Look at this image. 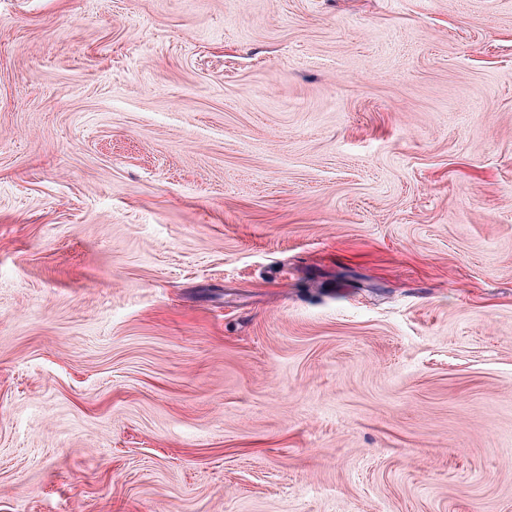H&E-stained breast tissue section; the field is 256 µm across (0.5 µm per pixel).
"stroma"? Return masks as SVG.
<instances>
[{
    "mask_svg": "<svg viewBox=\"0 0 512 512\" xmlns=\"http://www.w3.org/2000/svg\"><path fill=\"white\" fill-rule=\"evenodd\" d=\"M0 512H512V0H0Z\"/></svg>",
    "mask_w": 512,
    "mask_h": 512,
    "instance_id": "35a3bbf8",
    "label": "stroma"
}]
</instances>
